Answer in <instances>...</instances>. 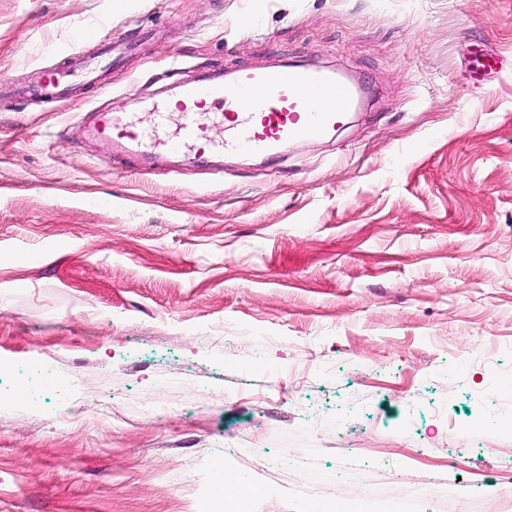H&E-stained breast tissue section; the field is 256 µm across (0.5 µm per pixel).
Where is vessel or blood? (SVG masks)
<instances>
[{
    "label": "vessel or blood",
    "mask_w": 512,
    "mask_h": 512,
    "mask_svg": "<svg viewBox=\"0 0 512 512\" xmlns=\"http://www.w3.org/2000/svg\"><path fill=\"white\" fill-rule=\"evenodd\" d=\"M126 46L121 39L107 41L96 56H77L30 87L29 93L54 100L64 96L72 78L90 84L99 82L111 75L115 52ZM472 62L474 77L479 81L495 78L503 64L498 54L481 48L474 50ZM176 89L184 110L179 135L170 142L148 138L133 113L107 108L91 112L89 132L111 143V167H125L138 158L157 171L166 169L170 157L183 156L194 164L220 171L225 160L245 154L270 168L289 143L326 138L344 127L370 95L369 87L358 76L298 61L233 76L210 73L179 81ZM205 102L220 111L223 144L208 139L195 118L194 106Z\"/></svg>",
    "instance_id": "1"
}]
</instances>
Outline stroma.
<instances>
[{
    "label": "stroma",
    "instance_id": "1",
    "mask_svg": "<svg viewBox=\"0 0 512 512\" xmlns=\"http://www.w3.org/2000/svg\"><path fill=\"white\" fill-rule=\"evenodd\" d=\"M111 90L25 99L86 36ZM512 0H0V512H512ZM286 60L378 90L273 170L112 169L81 121ZM365 468L334 477L344 456ZM456 484L457 500L442 492ZM473 73L478 81H490L495 78L502 69L503 60L496 53L482 48L473 51Z\"/></svg>",
    "mask_w": 512,
    "mask_h": 512
}]
</instances>
